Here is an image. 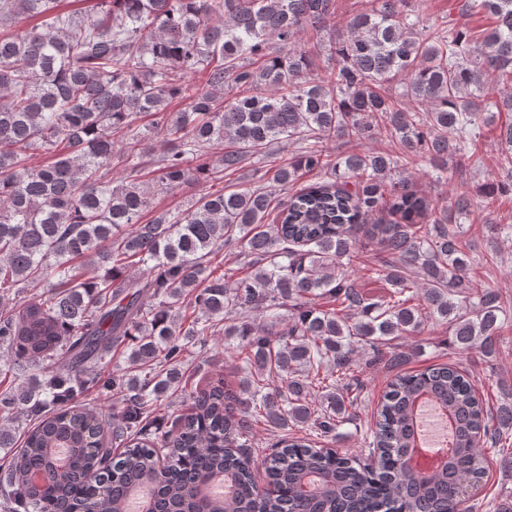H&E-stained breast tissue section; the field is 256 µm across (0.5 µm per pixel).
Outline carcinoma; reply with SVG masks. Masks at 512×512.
Listing matches in <instances>:
<instances>
[{
    "label": "carcinoma",
    "instance_id": "obj_1",
    "mask_svg": "<svg viewBox=\"0 0 512 512\" xmlns=\"http://www.w3.org/2000/svg\"><path fill=\"white\" fill-rule=\"evenodd\" d=\"M367 2L338 27L336 0H100L91 15L0 0V27L41 18L0 35L5 512H124L146 481L150 512H468L484 445L512 434V392L493 409L455 365L387 384L372 464L286 435L335 437L354 422L356 344L399 369L408 357L392 341L432 321L489 363L512 321L499 293L466 275L494 253L463 241L467 217L512 192V121L497 136L506 175L476 195L431 200L403 175L420 159L440 182L448 162L482 160V127L495 110L512 113V0H458L453 25L421 24L417 0ZM480 13L491 19L482 34L465 23ZM307 31L330 34L323 78L312 77ZM379 137L397 151L370 149ZM290 141L288 164L254 168L284 189L315 176L286 200L221 188L185 211L153 206L158 192L221 182ZM330 141L355 151L333 153ZM32 151L51 161L29 165ZM485 233L494 246L512 224ZM223 250L243 256L241 273L215 263ZM361 255L362 277L386 281L388 294L342 271ZM223 335L240 337L248 377L190 391L191 413L156 424L189 347ZM120 346L135 373L109 369ZM32 365L47 377L13 385ZM424 391L456 418L448 462L427 477L404 461ZM260 424L285 431L261 459ZM260 469L270 497L257 494ZM217 473L234 486L221 504L200 494Z\"/></svg>",
    "mask_w": 512,
    "mask_h": 512
}]
</instances>
